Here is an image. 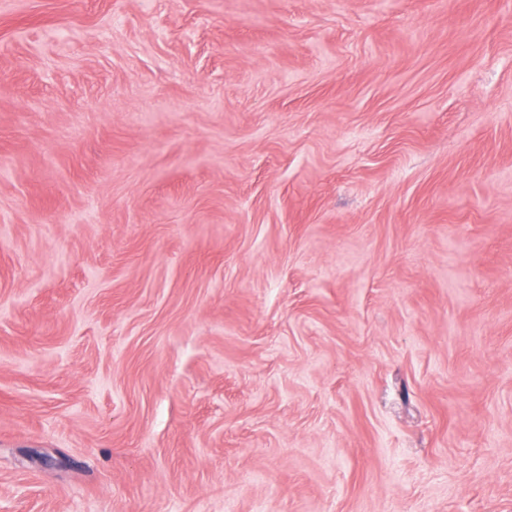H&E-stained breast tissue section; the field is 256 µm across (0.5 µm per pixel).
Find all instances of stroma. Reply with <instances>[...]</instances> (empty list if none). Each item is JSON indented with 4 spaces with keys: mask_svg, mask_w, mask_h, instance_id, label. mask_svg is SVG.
<instances>
[{
    "mask_svg": "<svg viewBox=\"0 0 512 512\" xmlns=\"http://www.w3.org/2000/svg\"><path fill=\"white\" fill-rule=\"evenodd\" d=\"M0 512H512V0H0Z\"/></svg>",
    "mask_w": 512,
    "mask_h": 512,
    "instance_id": "1",
    "label": "stroma"
}]
</instances>
